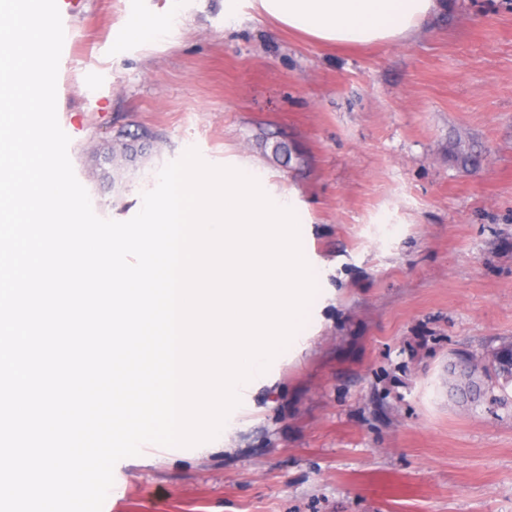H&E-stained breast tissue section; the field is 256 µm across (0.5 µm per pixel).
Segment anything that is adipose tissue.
<instances>
[{
	"instance_id": "1",
	"label": "adipose tissue",
	"mask_w": 512,
	"mask_h": 512,
	"mask_svg": "<svg viewBox=\"0 0 512 512\" xmlns=\"http://www.w3.org/2000/svg\"><path fill=\"white\" fill-rule=\"evenodd\" d=\"M245 3L288 30L347 47L409 39L440 6V0H224L225 21Z\"/></svg>"
}]
</instances>
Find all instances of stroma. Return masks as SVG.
I'll return each instance as SVG.
<instances>
[{"instance_id": "1", "label": "stroma", "mask_w": 512, "mask_h": 512, "mask_svg": "<svg viewBox=\"0 0 512 512\" xmlns=\"http://www.w3.org/2000/svg\"><path fill=\"white\" fill-rule=\"evenodd\" d=\"M136 11L161 41L122 39ZM57 116L99 217L188 149L253 160L328 270L319 333L227 441L121 459L103 512H512V385H448L512 340V0L360 50L224 0H78Z\"/></svg>"}]
</instances>
